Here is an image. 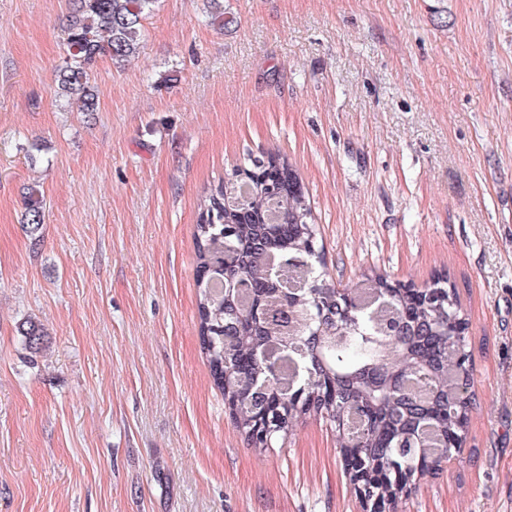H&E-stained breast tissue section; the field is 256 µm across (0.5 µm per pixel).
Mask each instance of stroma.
<instances>
[{
	"mask_svg": "<svg viewBox=\"0 0 512 512\" xmlns=\"http://www.w3.org/2000/svg\"><path fill=\"white\" fill-rule=\"evenodd\" d=\"M70 7L0 0V512H362L335 425L252 447L201 347L198 203L271 152L338 287L442 272L467 319L466 441L390 512H512V0H160L90 116ZM24 201L25 211L23 214V222L30 236L39 237V233L43 224L42 200L38 197L37 192L31 189Z\"/></svg>",
	"mask_w": 512,
	"mask_h": 512,
	"instance_id": "35a3bbf8",
	"label": "stroma"
}]
</instances>
